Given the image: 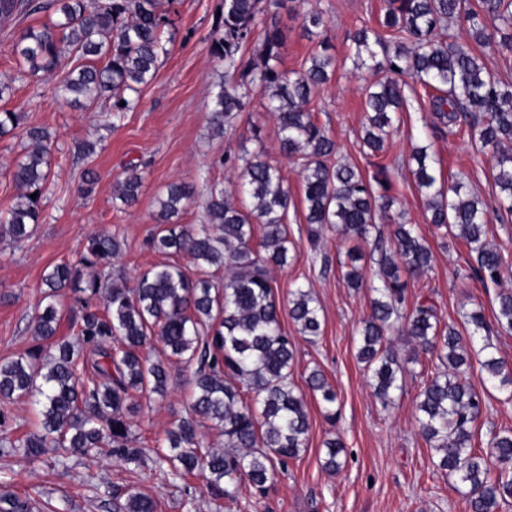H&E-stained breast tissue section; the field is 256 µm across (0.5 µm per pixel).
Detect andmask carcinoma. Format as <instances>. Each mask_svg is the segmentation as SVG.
<instances>
[{"mask_svg":"<svg viewBox=\"0 0 512 512\" xmlns=\"http://www.w3.org/2000/svg\"><path fill=\"white\" fill-rule=\"evenodd\" d=\"M279 0H222L212 54L224 60V84L215 95V129L224 133L234 114L246 107L252 89L263 93L266 109L280 128L281 149L297 159L304 188L305 224L311 251L320 250L329 227L366 242L373 240L380 285L373 288L371 314L359 329L358 358L371 373L373 394L389 407L402 388L404 368L388 346L387 333L400 327L418 352L443 350V369L426 379L417 403L420 430L439 455V467L464 487L469 512H497L512 499V431L493 434L485 453L474 446L475 423L486 407V393L462 378L471 350L485 353L480 363L483 384L512 393V367L496 356L486 334L484 314L462 313L465 333L440 328L437 309L424 299L407 310L408 278L431 264L432 253L414 227L396 224L385 242L379 223L392 221L398 198L389 194L388 171L373 178L343 164L336 142L309 109L312 97L338 68L332 46L324 38L302 69L279 67L286 34L275 23L257 29L258 16ZM160 0H0L7 20L49 9L56 19L22 29L12 52L31 76L52 78L66 57H103L104 66H78L61 79V91L78 105L104 99L117 114L129 111L128 93L151 83L159 57L167 53ZM468 30L477 42L485 37L487 20L501 22L502 45L512 50V0H387L380 29L362 28L352 41L361 65L380 74L366 88L367 124L362 145L371 155L382 151L394 132L393 115L407 100L399 77L422 84L436 118L433 129L463 130L476 149L493 158L491 178L499 193L492 203L462 192L460 182L437 186L439 160L416 150L413 170L418 190L427 199L430 223L455 232L474 255L475 275L497 286L509 267L507 258L489 240L488 209L512 214V83L491 73L471 45L447 35L448 20ZM259 40L257 57L245 47ZM382 51L385 62L376 60ZM22 136L25 145L14 165L21 190L7 216L0 217L4 235L23 242L41 223V200L51 177L52 135L45 127L23 126L19 112H0V138ZM239 170L235 188H209L203 224H173L171 219L191 203L195 188L169 185L159 199L158 223L164 225L148 241L164 254H186L196 268L190 277L178 264H159L142 271L134 287L110 281L100 266L119 255L115 234L88 238L75 264L54 265L43 277L47 303L33 319V335L41 344L0 362V452L32 458L48 448L75 454H110L126 464H140L145 449L134 446L132 417L138 405L131 392L162 395L168 383L166 362L196 364L192 404L187 416L166 431L168 451L158 455L163 478L200 475L216 497L234 499L247 484L250 494L265 493L277 468L305 449L310 430L305 394L292 381L296 347L281 326L272 270L288 265L290 194L280 172L262 152L218 159ZM143 184L139 165L129 164L114 187L112 200L131 206ZM36 198H31V195ZM260 237H255V229ZM364 254L353 249L343 263L342 277L352 288L363 282ZM224 270V277L216 272ZM70 288L81 306L77 336L89 352L57 341L62 311L58 292ZM494 325L512 332V289L497 292ZM289 316L303 336L322 332L320 309L308 289L291 292ZM162 343L161 356L151 359L141 349L152 339ZM320 394L326 420L336 421V392L324 375L307 378ZM32 398L41 432L8 435L11 403ZM224 433L225 448H203L197 418ZM324 468L342 469L344 443L324 442ZM112 497L125 499L121 512H156L154 501L121 486ZM0 512H29V504L12 494L0 495Z\"/></svg>","mask_w":512,"mask_h":512,"instance_id":"carcinoma-1","label":"carcinoma"}]
</instances>
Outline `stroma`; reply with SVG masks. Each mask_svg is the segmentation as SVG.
I'll return each instance as SVG.
<instances>
[{
	"instance_id": "35a3bbf8",
	"label": "stroma",
	"mask_w": 512,
	"mask_h": 512,
	"mask_svg": "<svg viewBox=\"0 0 512 512\" xmlns=\"http://www.w3.org/2000/svg\"><path fill=\"white\" fill-rule=\"evenodd\" d=\"M222 0H162L173 38L160 59L153 82L136 94L134 108L114 115L104 102L76 108L59 90V80L22 75L11 54L14 35L22 28L52 19L39 13L0 23V81L11 90L0 100V111L24 115L28 125H43L54 132L52 176L43 198V221L22 243L0 236V360L31 348L32 319L42 294V277L52 266L76 262L88 238L99 233L118 234L122 251L105 268L112 277L134 285L145 269L167 262V255L147 244L159 224L158 200L170 183L193 185L197 196L177 218L181 224L205 221L203 192L207 185L230 186L233 171L216 166L226 154L264 151L277 167L290 191L289 238L294 248L288 267L274 269L280 322L296 346L292 379L306 388L307 377L321 370L335 389L340 411L328 422L318 397L308 396L311 428L307 449L279 469L264 496L243 494L231 501L213 497L202 477L174 481L160 478L155 460L165 450L171 423L190 410L192 370L170 362L165 395L134 394L141 409L134 418L133 434L146 456L137 468L105 454L72 455L52 450L37 458L0 454V494L30 500L39 512H116L113 485L119 484L152 498L157 512H468L454 479L437 466L436 453L422 437L416 423L415 403L426 379L441 365L438 354H412L403 336L389 337L400 358L406 359L402 391L392 409H384L373 395L370 378L357 359L355 333L370 313L378 266L365 263L362 288L347 286L341 265L353 247L370 251L325 229L320 253H312L303 219V188L297 162L280 149L281 133L266 112L262 95H254L245 111L224 135L213 129L212 100L224 77V63L211 53L217 13ZM320 11L327 36L345 64L321 87L310 103L318 123L336 141L337 157L373 173L388 169L391 192L429 244L433 260L428 271L411 278L410 301L424 298L436 305L443 323L461 327L460 306L477 308L493 317L494 290L472 277L473 262L467 247L430 224L426 198L415 185L410 160L414 147L426 144L440 161L442 178L463 181L466 190L492 200L491 159L479 153L463 135L440 136L430 126L434 117L421 86L406 83L407 107L398 113L393 135L375 157L361 151L365 112L363 88L372 74L356 68L351 57V34L362 26L377 27L385 0H282L263 23H276L288 34L279 62L281 69L300 70L319 42L308 35L303 16ZM100 141L102 148L79 159L83 141ZM143 164L144 188L136 204L112 202L116 181L124 178L127 164ZM97 176L91 195L78 191L84 170ZM310 289L321 307L323 334L315 340L301 336L289 316L290 292L295 286ZM512 428V399L491 389L486 409L477 422L476 447H486L492 434ZM341 438L345 445L343 467L331 473L322 466L323 443Z\"/></svg>"
}]
</instances>
